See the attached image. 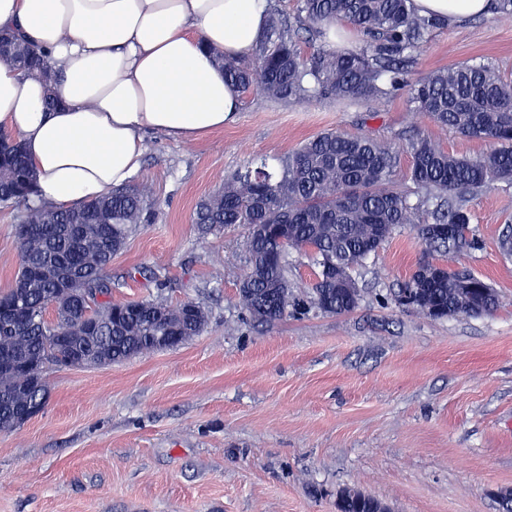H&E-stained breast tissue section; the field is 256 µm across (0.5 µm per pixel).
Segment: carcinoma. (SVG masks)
<instances>
[{
	"instance_id": "1",
	"label": "carcinoma",
	"mask_w": 512,
	"mask_h": 512,
	"mask_svg": "<svg viewBox=\"0 0 512 512\" xmlns=\"http://www.w3.org/2000/svg\"><path fill=\"white\" fill-rule=\"evenodd\" d=\"M498 22L512 23V0H494ZM350 26L362 45L339 51L326 27ZM449 25L439 16L418 14L412 0H297L293 19L269 15L252 57L223 62L224 79L241 92L275 100H331L351 107L404 97L411 112L489 150L456 157L424 134L399 147L364 134L327 131L303 142L273 165L248 161L201 200L193 213L201 235L232 224L247 228L249 278L238 303L252 320L268 323L288 313V255L308 251L318 279L310 304L324 313L354 310L360 291L353 272L376 254L395 230L411 224L425 253L393 295L394 303L428 318L493 314L498 293L488 297L486 281L456 268L459 257L478 247L470 228L469 198L498 183L512 184V78L489 58L469 60L410 83L416 56L436 30ZM313 43L305 56L302 42ZM0 57L19 69L53 75L37 47L0 34ZM411 165L397 183L401 154ZM35 186L22 144L0 135V203L22 204L15 230L19 272L15 286L0 292L12 307L0 323L1 358H37L61 365L70 347L104 355L110 362L160 349L158 337L188 341L203 332L208 314L193 301L171 305L156 296L132 302L112 300V255L140 224L153 217L150 191L125 186L76 208L31 204ZM72 274L70 288L59 276ZM45 376L32 382L21 369L0 371V430L20 426L16 408L47 401ZM385 504L361 492L342 493L336 512H383Z\"/></svg>"
}]
</instances>
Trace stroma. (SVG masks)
Listing matches in <instances>:
<instances>
[{
	"label": "stroma",
	"instance_id": "stroma-1",
	"mask_svg": "<svg viewBox=\"0 0 512 512\" xmlns=\"http://www.w3.org/2000/svg\"><path fill=\"white\" fill-rule=\"evenodd\" d=\"M512 74V25L492 15L437 31L410 74L474 57ZM327 130L393 144L420 132L456 156L486 149L407 111L242 96L236 120L190 143L144 138L132 185L157 219L112 259L116 300L164 294L208 313L183 345L121 363L49 371L44 410L0 431V512H336L358 490L391 512H499L512 490V187L468 203L478 249L460 266L501 305L442 321L389 301L423 248L398 229L354 276L351 312H291L259 324L238 304L246 232L200 237L197 203L248 159L269 160ZM18 206L0 205V292L18 270Z\"/></svg>",
	"mask_w": 512,
	"mask_h": 512
}]
</instances>
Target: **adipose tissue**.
I'll use <instances>...</instances> for the list:
<instances>
[{
	"label": "adipose tissue",
	"instance_id": "1",
	"mask_svg": "<svg viewBox=\"0 0 512 512\" xmlns=\"http://www.w3.org/2000/svg\"><path fill=\"white\" fill-rule=\"evenodd\" d=\"M422 15L489 13L492 0H413ZM267 0H0V28L44 53L52 87L0 59V131L23 144L39 202L70 208L139 171L144 134L192 142L232 123L240 97L213 59L259 43ZM62 108L45 107L48 91Z\"/></svg>",
	"mask_w": 512,
	"mask_h": 512
}]
</instances>
